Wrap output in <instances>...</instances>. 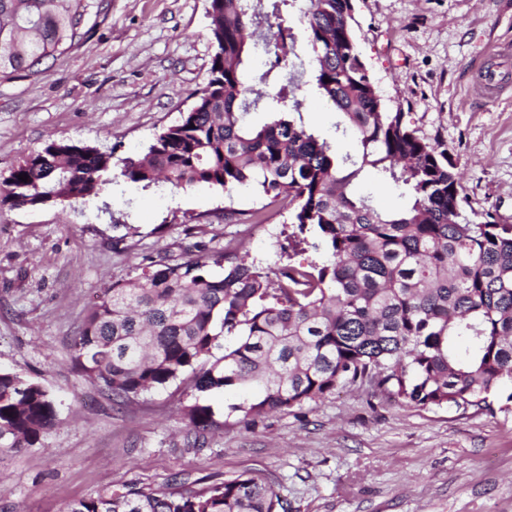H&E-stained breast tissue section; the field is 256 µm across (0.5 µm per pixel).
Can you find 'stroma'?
I'll return each instance as SVG.
<instances>
[{"mask_svg": "<svg viewBox=\"0 0 512 512\" xmlns=\"http://www.w3.org/2000/svg\"><path fill=\"white\" fill-rule=\"evenodd\" d=\"M355 38L389 111L451 157L468 211L512 224V0H353ZM209 0H91L75 45L40 77L0 81V179L48 140L145 154L193 103L211 65ZM507 74L498 100L480 67ZM305 125L355 153L338 115L303 84ZM110 213H103V202ZM265 209L269 220L252 224ZM292 227L251 188L150 190L116 180L107 199L0 209V368L57 402L40 442L0 450V512H66L125 484L197 489L260 471L288 512H512V410L402 407L370 388L253 422L243 393L210 397L216 425L188 435L185 383L119 400L72 361L90 303L151 262L237 252L278 261Z\"/></svg>", "mask_w": 512, "mask_h": 512, "instance_id": "obj_1", "label": "stroma"}]
</instances>
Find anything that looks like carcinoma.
<instances>
[{"label":"carcinoma","instance_id":"carcinoma-1","mask_svg":"<svg viewBox=\"0 0 512 512\" xmlns=\"http://www.w3.org/2000/svg\"><path fill=\"white\" fill-rule=\"evenodd\" d=\"M296 0H210L212 65L191 109L140 156L47 142L0 182V207L66 206L100 197L113 180L150 189L249 186L288 205L289 224L326 256L320 265L279 261L267 271L235 253L209 262L160 264L128 285L101 291L73 344L84 379L121 399L167 389L191 375L190 430L212 427L213 393L253 398L231 406L242 420L369 385L405 406L512 403V224L464 213L448 152L389 112L354 43L353 0H306L311 75L352 132L356 155L340 156L304 125L300 83L282 81L294 42ZM89 0H0V79L39 77L73 44ZM273 46L274 65L250 82L248 39ZM260 107L270 122L245 121ZM374 170L403 186L408 204L386 212L357 193ZM28 175L19 180L18 175ZM57 418L40 383L0 370V450L31 448ZM67 512H288L255 471L184 489L126 484L71 503Z\"/></svg>","mask_w":512,"mask_h":512}]
</instances>
